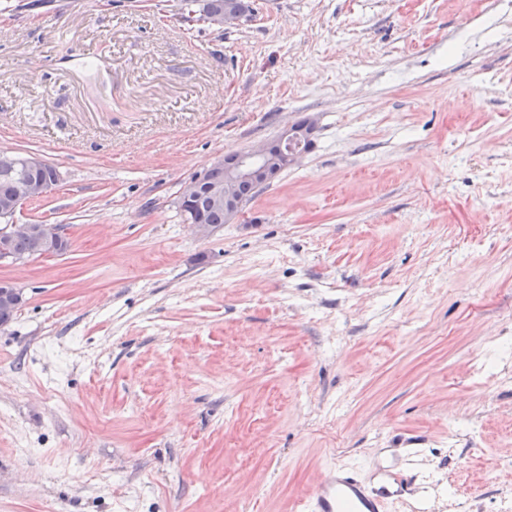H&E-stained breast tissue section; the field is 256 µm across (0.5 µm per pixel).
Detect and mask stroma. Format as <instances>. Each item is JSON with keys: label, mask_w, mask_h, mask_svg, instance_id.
<instances>
[{"label": "stroma", "mask_w": 512, "mask_h": 512, "mask_svg": "<svg viewBox=\"0 0 512 512\" xmlns=\"http://www.w3.org/2000/svg\"><path fill=\"white\" fill-rule=\"evenodd\" d=\"M248 2L0 0V150L60 173L16 219L70 240L0 265V512H291L339 466L404 469L390 512H501L512 0ZM306 114L193 234L182 187ZM316 129V118L306 115L288 123L277 139L261 142L248 150L249 153L237 156L225 170L224 160L234 158L236 153L217 157L211 165L215 168L210 167L208 178L209 184L221 185L211 187L208 193L213 202L224 205L212 204L205 190L196 202L184 207L188 226L195 234L204 237L210 235L219 224H227L224 213L228 223L235 220L242 209L239 200L245 206L258 191L259 187L255 184L267 185L282 170L295 164L301 154L299 148L304 142L312 140ZM24 302V291L13 281H0V326H6L14 319Z\"/></svg>", "instance_id": "stroma-1"}]
</instances>
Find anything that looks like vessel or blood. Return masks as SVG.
I'll list each match as a JSON object with an SVG mask.
<instances>
[{
	"mask_svg": "<svg viewBox=\"0 0 512 512\" xmlns=\"http://www.w3.org/2000/svg\"><path fill=\"white\" fill-rule=\"evenodd\" d=\"M387 500L359 473L339 467L308 495L298 498L296 512H386Z\"/></svg>",
	"mask_w": 512,
	"mask_h": 512,
	"instance_id": "vessel-or-blood-1",
	"label": "vessel or blood"
}]
</instances>
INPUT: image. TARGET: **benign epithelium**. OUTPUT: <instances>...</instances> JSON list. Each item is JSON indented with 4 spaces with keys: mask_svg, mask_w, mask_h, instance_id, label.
I'll return each instance as SVG.
<instances>
[{
    "mask_svg": "<svg viewBox=\"0 0 512 512\" xmlns=\"http://www.w3.org/2000/svg\"><path fill=\"white\" fill-rule=\"evenodd\" d=\"M317 129V120L306 115L286 126L278 138L257 144L245 155H239L224 170V183L209 189L211 200L224 205L228 221L239 215L242 205L237 199V186L243 180L258 185L269 184L282 170L295 164L300 157L299 148L310 140ZM207 183L206 176L197 177L183 187L180 202H193ZM42 197L41 186L33 182H20L15 186L10 202L0 210V263L25 266L34 259L63 255L69 245L62 228L52 224L18 222L14 219L18 207L26 201ZM24 236L31 239L33 251L18 253L12 241ZM24 302V291L13 281H0V307L19 309Z\"/></svg>",
    "mask_w": 512,
    "mask_h": 512,
    "instance_id": "1",
    "label": "benign epithelium"
}]
</instances>
